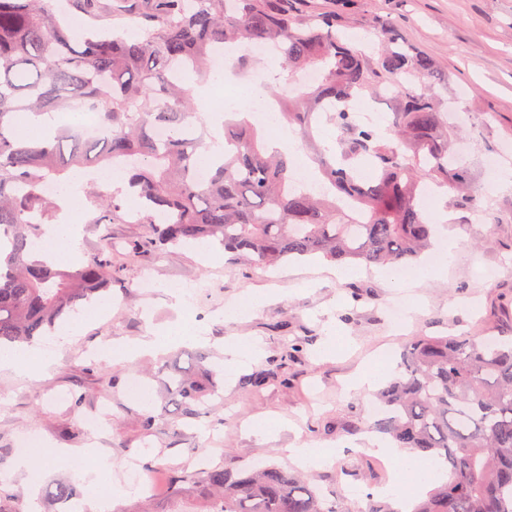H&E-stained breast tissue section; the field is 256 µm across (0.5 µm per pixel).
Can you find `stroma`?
Masks as SVG:
<instances>
[{
    "label": "stroma",
    "mask_w": 512,
    "mask_h": 512,
    "mask_svg": "<svg viewBox=\"0 0 512 512\" xmlns=\"http://www.w3.org/2000/svg\"><path fill=\"white\" fill-rule=\"evenodd\" d=\"M310 14L342 17L349 36H363L366 54H376L378 42L367 35L366 21L392 17L401 37L435 59L451 81L442 90L459 101L468 120L460 127L459 152L470 163V177L483 194L476 206L456 213L450 228L456 246L437 277L424 286L406 290L392 281L386 269L372 267L352 280L337 279L323 259L293 262L263 269L230 259L222 248L202 256L196 247L179 246L157 253L145 240L147 225L119 212L114 223L81 225L79 255H93L105 240L118 242L126 255L102 296L105 315L85 321L76 337L55 347L48 373L18 377L0 371V503L22 512H62L63 505L43 497L47 485L73 483L87 495V478L72 466L48 464L36 484H28L15 470L25 450L24 439L39 438L51 448L103 449L112 460L116 478L125 479L129 467L140 473L158 471L157 488L150 496L136 494L121 500L119 512H135L150 499L155 512L171 505L169 469L202 454L210 467L242 469L262 461L289 471H302L310 483L336 494L348 512H364V496H351L337 477L339 465L354 463L383 476L375 454L340 456L338 466L298 467L284 454L286 445L301 441L323 447L367 436L374 421L368 413L372 394L350 390V376L363 365L386 354L399 359L403 346L416 336L460 335L474 330L490 332L512 323V188L499 189L485 181L483 157L494 156L500 172L512 171V0H303ZM153 277L154 294L140 293L137 284ZM199 288L195 305L201 320L194 328L199 343L179 346L181 366L199 357L223 365L224 342L248 336L258 345L257 356L244 360L212 397L209 417L185 420L167 413L151 433H143L140 418L144 398L160 395L157 378L145 376L156 357L132 360L97 358L104 341L127 342L153 327H184L182 313L172 307L173 286ZM249 293L267 295L258 309L246 305ZM417 306L413 320L401 325L387 315L390 302ZM302 341L298 362L289 364L284 379L250 392L248 377L279 358L288 343ZM82 394L74 406L73 394ZM109 402L107 430L97 433L85 419ZM281 419L288 427L278 443L256 437L254 424Z\"/></svg>",
    "instance_id": "obj_1"
}]
</instances>
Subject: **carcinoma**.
I'll use <instances>...</instances> for the list:
<instances>
[{"mask_svg":"<svg viewBox=\"0 0 512 512\" xmlns=\"http://www.w3.org/2000/svg\"><path fill=\"white\" fill-rule=\"evenodd\" d=\"M88 19L126 17L115 28L75 31L60 0H0V346L32 344L112 286L118 246L78 265L37 253L57 223L59 197L49 181L86 178L91 224H110L122 203H143L150 244L208 241L263 267L320 256L333 263L413 265L435 240L422 204L434 186L450 202L478 203L468 170L453 153L455 106L423 79H440L435 61L401 41L389 17L366 31L384 42L379 58L352 44L334 14L308 15L299 0H66ZM270 43L279 52L278 87L312 70L317 85L281 104L280 116L302 140L321 122L335 145L315 162L324 195L294 186V150L264 138L247 112L223 122L222 154L208 176L197 158L214 155L208 113L181 83L184 73L210 76L211 52L226 43ZM392 95L386 134L359 123L348 102ZM90 110L101 133L59 126L29 142L18 133L30 113ZM167 136L157 139V129ZM121 168L127 182L99 185L96 167ZM300 352L293 344L248 379L259 390ZM168 401L181 416L209 414L205 395L224 388L221 371L166 366ZM382 418L373 429L396 448L448 464L412 512H512V335L417 336L405 345L399 374L375 392ZM170 488L198 494L194 512H347L304 477L274 464L239 471L182 467ZM76 495L70 483L45 489L48 500Z\"/></svg>","mask_w":512,"mask_h":512,"instance_id":"carcinoma-1","label":"carcinoma"}]
</instances>
